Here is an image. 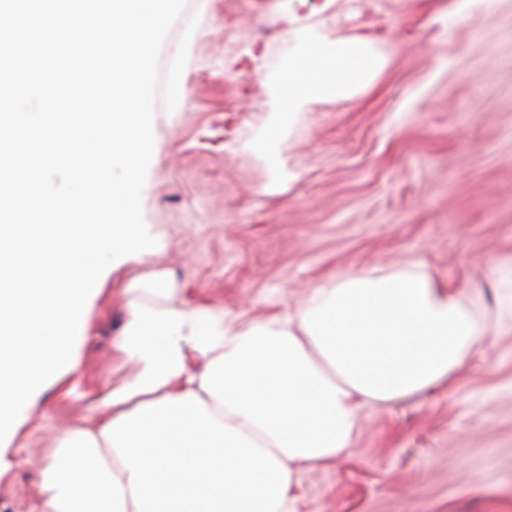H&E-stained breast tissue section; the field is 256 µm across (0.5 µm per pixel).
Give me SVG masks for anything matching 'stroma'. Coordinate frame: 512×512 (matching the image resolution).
Returning <instances> with one entry per match:
<instances>
[{
	"label": "stroma",
	"mask_w": 512,
	"mask_h": 512,
	"mask_svg": "<svg viewBox=\"0 0 512 512\" xmlns=\"http://www.w3.org/2000/svg\"><path fill=\"white\" fill-rule=\"evenodd\" d=\"M285 14L369 38L385 64L294 115L276 181L248 146L272 110L253 58L283 55ZM186 33L179 104L154 103L142 212L157 245L105 271L76 370L0 450V512H37L62 429L131 378L117 344L151 278L244 322L379 264L428 273L488 332L450 384L363 406L351 453L302 464L307 512H512V0H186L160 73Z\"/></svg>",
	"instance_id": "35a3bbf8"
}]
</instances>
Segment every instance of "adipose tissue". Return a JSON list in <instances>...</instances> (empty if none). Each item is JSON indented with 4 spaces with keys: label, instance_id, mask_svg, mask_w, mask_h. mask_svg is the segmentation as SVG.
<instances>
[{
    "label": "adipose tissue",
    "instance_id": "adipose-tissue-1",
    "mask_svg": "<svg viewBox=\"0 0 512 512\" xmlns=\"http://www.w3.org/2000/svg\"><path fill=\"white\" fill-rule=\"evenodd\" d=\"M373 42L305 25L252 144L270 169L296 112L369 88ZM486 333L458 293L382 266L315 288L296 314L235 323L190 303L131 305L119 349L134 377L110 416L66 428L39 512H303L299 463L351 451L358 411L446 383Z\"/></svg>",
    "mask_w": 512,
    "mask_h": 512
}]
</instances>
